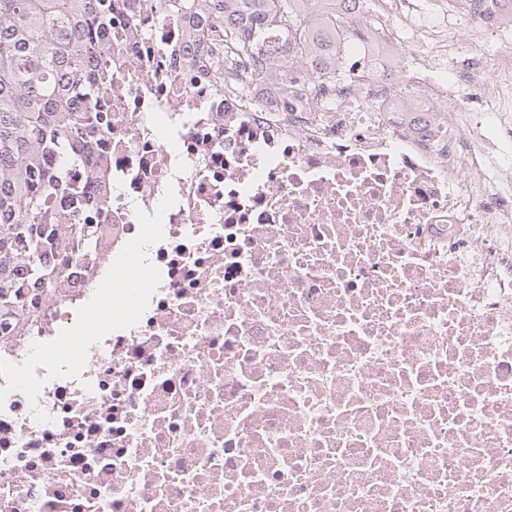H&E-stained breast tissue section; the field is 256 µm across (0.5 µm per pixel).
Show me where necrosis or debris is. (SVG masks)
Returning a JSON list of instances; mask_svg holds the SVG:
<instances>
[{
    "label": "necrosis or debris",
    "instance_id": "obj_1",
    "mask_svg": "<svg viewBox=\"0 0 512 512\" xmlns=\"http://www.w3.org/2000/svg\"><path fill=\"white\" fill-rule=\"evenodd\" d=\"M435 3L342 0L358 68L286 95L129 0L100 242L0 321V512H512V51L445 68L500 28Z\"/></svg>",
    "mask_w": 512,
    "mask_h": 512
}]
</instances>
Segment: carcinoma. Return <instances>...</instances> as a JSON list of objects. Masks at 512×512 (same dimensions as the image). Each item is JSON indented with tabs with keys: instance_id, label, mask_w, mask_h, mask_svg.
<instances>
[{
	"instance_id": "1",
	"label": "carcinoma",
	"mask_w": 512,
	"mask_h": 512,
	"mask_svg": "<svg viewBox=\"0 0 512 512\" xmlns=\"http://www.w3.org/2000/svg\"><path fill=\"white\" fill-rule=\"evenodd\" d=\"M332 0H151L185 22L187 39L214 71L233 75L242 58L288 92L295 63L326 78L355 70ZM130 19L128 0H0V318L37 320L29 293L61 287L49 254L89 251L108 205L93 203L51 171V154L73 164L92 136L112 133V18Z\"/></svg>"
}]
</instances>
